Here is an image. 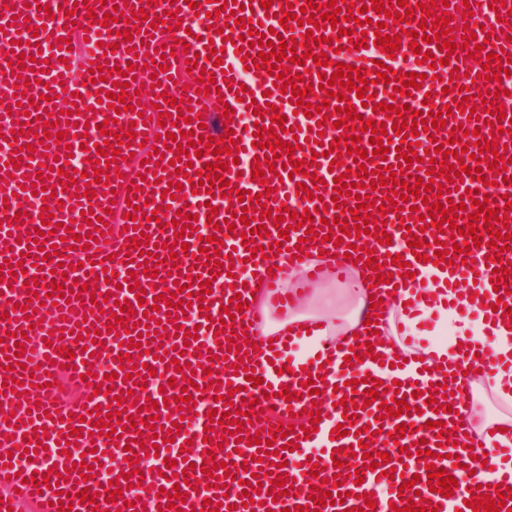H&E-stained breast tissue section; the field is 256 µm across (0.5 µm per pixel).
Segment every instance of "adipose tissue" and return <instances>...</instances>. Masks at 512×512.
Returning a JSON list of instances; mask_svg holds the SVG:
<instances>
[{
	"instance_id": "adipose-tissue-1",
	"label": "adipose tissue",
	"mask_w": 512,
	"mask_h": 512,
	"mask_svg": "<svg viewBox=\"0 0 512 512\" xmlns=\"http://www.w3.org/2000/svg\"><path fill=\"white\" fill-rule=\"evenodd\" d=\"M387 269L366 273L350 271L342 297L349 310L321 308L326 293L324 282L310 283L306 295L289 314V328L311 320L309 336L298 352V361L330 350L332 345L359 347L372 344L389 357L397 358L406 372L413 373L421 365H434L455 358L456 375L446 377L447 391L464 395L461 419L483 452L505 457L512 448V329L502 328L488 333L481 322L460 315L471 308L473 299L483 290L474 283L459 284L455 290L444 286L446 272L442 266L422 268L408 288L394 293L377 285L376 279L387 276ZM433 324L435 332L424 338V327ZM489 344L497 352L500 364L496 371L476 370L474 364L458 356L460 345ZM493 396L503 407L491 416L486 396Z\"/></svg>"
}]
</instances>
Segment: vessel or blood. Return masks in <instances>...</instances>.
I'll list each match as a JSON object with an SVG mask.
<instances>
[{"instance_id":"vessel-or-blood-1","label":"vessel or blood","mask_w":512,"mask_h":512,"mask_svg":"<svg viewBox=\"0 0 512 512\" xmlns=\"http://www.w3.org/2000/svg\"><path fill=\"white\" fill-rule=\"evenodd\" d=\"M245 26L235 25L231 10H220L217 0H200L190 9L186 0H0V138L15 139L16 145L0 152V304L9 306L0 319V512H243L244 496L260 493L259 512H291L301 506L318 512H392L414 503L431 505L435 512H473L469 502L477 495L497 499L512 488V466L491 458L472 459L465 428H457L452 444H439L431 424L450 421L444 401L430 402L431 383L442 380L443 372L428 368L418 375L385 369L380 361H345L342 350L331 353L337 366L338 390L321 406L320 422H311L307 410L312 397L298 384L300 368L290 352L294 337L280 334L263 354L247 353L245 336L252 331L254 307L246 283L264 267L260 246L275 243L290 248L295 256L289 266H311L310 255L320 247L329 228L324 218L342 216L351 221V211L361 181L358 166L383 170L398 165L392 152L375 155L370 132L361 134V150L337 154L336 139L350 134V126H338L334 108L306 116L297 113V96L276 87L278 75L303 77L315 86L307 100L321 105L325 96L319 88L321 75H333L338 63L373 72L376 63L398 74H421L419 90L412 95L389 96L386 82L373 87L377 101L400 109L446 114L445 125L433 132H420L417 158L405 169L404 179L415 185L419 172L430 169L423 156L428 147L442 151L468 149L466 173L443 183L441 191H429L425 204L414 211H397L385 205L390 187L370 193L368 219L384 218L390 243H379L373 235L344 237L340 250L359 243L372 250L379 261L398 254L402 265H391V284L406 286L411 273L421 269L408 246L407 235L425 244L434 255V241H447L436 227L439 213L430 204L443 198L466 204L453 223L469 224L474 207L468 199L489 200L491 208L506 217L512 235V209L492 182L497 176L512 177V76L483 80L479 74L487 54L512 60V0H408L414 12L408 22L390 24L387 13H399L396 0H388L386 14H376L371 0H353L371 24L358 33L354 20L333 27L320 21L314 29L313 48L298 46V53L312 51V58L296 64L288 59L270 60L268 69H246V60L256 59L258 50L243 39L242 31L257 33L259 41L272 35L289 40L304 34L297 19L280 25L278 18L289 7L306 3L329 12V0H240ZM432 4L434 17L451 15L450 34L454 52L438 47L436 28L427 27L419 53L432 54L436 68L419 63L412 53L409 32L418 30L422 7ZM144 11L145 19L135 18ZM114 21H105L106 13ZM386 23V35L400 36L394 54L381 52L374 34L375 23ZM480 25L476 45L484 56L469 55L464 49L463 27ZM347 36H340V29ZM88 37L87 58L82 70L101 68L106 80L84 82L81 72L66 67L71 52L67 44L73 32ZM233 44H225V37ZM220 49L219 60H210L211 49ZM328 54L330 63L317 66L314 55ZM197 61L188 69V61ZM41 80L40 94L17 100L18 74ZM127 82L126 111L109 109L104 98L115 84ZM469 87L470 100L459 90ZM150 107H142L143 98ZM275 106L285 122L279 131L283 144L300 140L294 153L265 152L253 148L258 127L272 128L265 119L267 106ZM261 113V124L248 121L249 108ZM503 108L500 126L487 120L488 110ZM231 116H224V109ZM106 131H99V124ZM203 131L213 140L233 138L237 156L225 153L188 154L190 166L179 174L173 164L179 152L173 140L180 132ZM131 134L130 144L119 147L116 156H104L97 147L106 136ZM42 136L37 150H28L33 136ZM483 136L491 149L503 152L509 164L503 174L485 171L476 176L474 158ZM269 158L271 172L252 178L257 158ZM342 168H332L334 159ZM80 162L84 174L76 180L62 176L65 164ZM308 167V177L295 174L296 162ZM224 165L223 175L232 189L243 191V199H228L221 187L211 193L198 190L195 177L207 164ZM345 176L351 190L345 199L346 213L332 206L335 177ZM318 199H309L308 190ZM47 191L51 217L41 220L39 209L30 207L35 192ZM313 220L302 217L304 210ZM136 219H129V211ZM245 211V221H232L233 212ZM301 216L300 230L289 231L280 240L275 226L284 211ZM94 222H87L86 212ZM214 218L208 235L216 243L201 244L198 237H176L175 225H188L192 215ZM433 225L422 228V216ZM265 227L259 237L255 227ZM316 237L306 240L307 229ZM218 260H211V252ZM500 256L512 271V249L506 240L497 247H471L448 265L449 280H477L486 290L478 315L485 327L502 319L497 302L512 308V294L499 296L501 276L495 273L493 256ZM107 280L99 292V280ZM209 280L202 288L200 280ZM65 282L63 298L46 301L54 285ZM174 294L176 306H167L165 294ZM238 299L242 310L233 324H225V305ZM126 303L127 314L115 319L117 303ZM139 339L140 348L130 345ZM128 362H121V355ZM382 373L385 391L381 400L368 401L366 381L371 372ZM254 381H247V374ZM189 395L191 411H174L176 398ZM407 400L410 409L401 416L386 415L385 405ZM126 411L132 427H118L115 414ZM246 412L242 426L219 422L221 414ZM407 424L411 433L400 438L401 452L379 461L370 470L362 446L377 428L394 430ZM156 426L152 444H144L147 426ZM343 427L336 439L332 431ZM287 430V437L272 438L273 429ZM271 440L273 452L259 456L255 437ZM294 450H287V443ZM120 452L111 477L83 481L85 467L105 462ZM174 466H167V458ZM219 468L201 472L209 458ZM323 459L329 474H341L344 504L315 507L314 501L332 491V484L305 491L304 480L313 462ZM444 469L457 480L449 495L431 492L426 482L427 464ZM397 478H387L388 470ZM420 475L415 487L404 480ZM266 492H259V484ZM288 494H281V485ZM120 494H113V487Z\"/></svg>"}]
</instances>
